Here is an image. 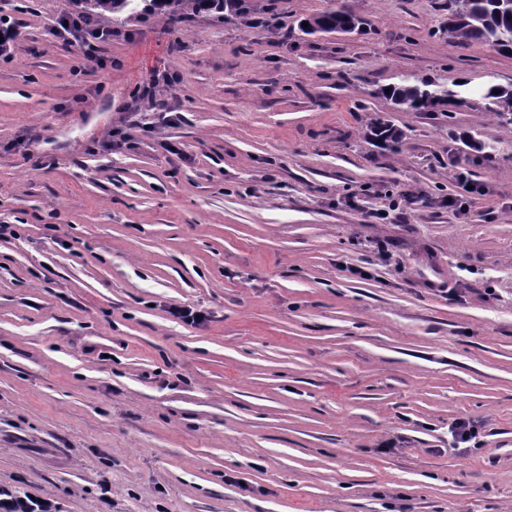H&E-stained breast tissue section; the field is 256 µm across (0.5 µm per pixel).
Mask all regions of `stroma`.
<instances>
[{
	"mask_svg": "<svg viewBox=\"0 0 512 512\" xmlns=\"http://www.w3.org/2000/svg\"><path fill=\"white\" fill-rule=\"evenodd\" d=\"M331 8L366 29L301 32ZM78 11L0 0V489L512 512V123L476 94L512 55L450 43L445 0L114 17L89 51L53 33ZM406 79L460 102L395 107Z\"/></svg>",
	"mask_w": 512,
	"mask_h": 512,
	"instance_id": "obj_1",
	"label": "stroma"
}]
</instances>
